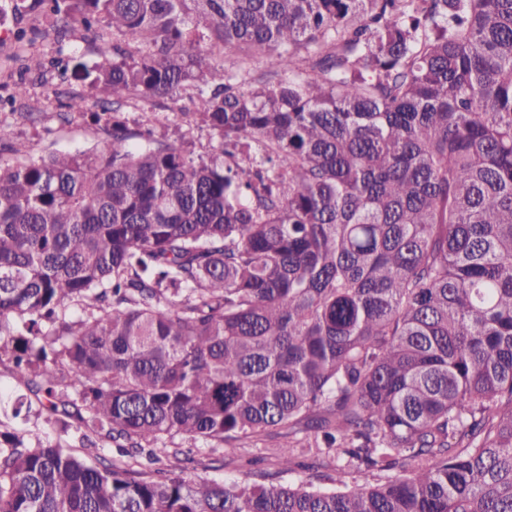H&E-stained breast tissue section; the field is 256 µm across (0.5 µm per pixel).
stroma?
Segmentation results:
<instances>
[{
	"mask_svg": "<svg viewBox=\"0 0 512 512\" xmlns=\"http://www.w3.org/2000/svg\"><path fill=\"white\" fill-rule=\"evenodd\" d=\"M30 0H0V96H8L13 84L19 78L17 58L39 56L51 60L57 53L64 52L85 56L87 61H94L92 47L81 40L73 38L65 46L49 38H42L41 30L47 29L48 21L40 15L29 12ZM38 30L39 35L33 41H16V29ZM61 82L56 70H48L44 78L29 74L27 87L29 100L35 103L34 113L25 119L15 118L8 108L0 109V120L11 123L13 138L11 140V157L18 159L37 158L53 152H92L105 143V134L96 132L88 115H82L65 121L60 117L61 108L52 94ZM128 121L148 123L156 133L167 135L175 141H185L194 157L210 159L215 156L218 146L217 138L209 130L187 126L179 118L163 109L152 112L142 111L140 107L127 105L121 109ZM5 424L15 429L26 444H35L37 439H47L71 446L75 451H82L80 435L75 429L62 428L47 423L46 416L39 411H31L28 417L15 419L5 417ZM281 442L278 433L262 434L249 447L237 449L235 454L224 457V466L220 469L209 468L208 462L215 453L205 443H198L194 456L198 462L196 473L199 476L217 481H232L243 476L242 466L246 460H254L257 467L273 472L278 468L277 449Z\"/></svg>",
	"mask_w": 512,
	"mask_h": 512,
	"instance_id": "obj_1",
	"label": "stroma"
}]
</instances>
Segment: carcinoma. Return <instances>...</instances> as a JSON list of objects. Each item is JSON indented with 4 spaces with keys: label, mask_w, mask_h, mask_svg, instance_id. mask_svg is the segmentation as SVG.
I'll return each instance as SVG.
<instances>
[{
    "label": "carcinoma",
    "mask_w": 512,
    "mask_h": 512,
    "mask_svg": "<svg viewBox=\"0 0 512 512\" xmlns=\"http://www.w3.org/2000/svg\"><path fill=\"white\" fill-rule=\"evenodd\" d=\"M31 7L116 108L98 153L0 157V357L120 458L0 423V512H512V0ZM273 428L246 481L130 464ZM122 117L132 121L148 123L154 129L157 135L165 133L170 140L185 141L189 149L193 152L195 158L209 160L217 154V138L213 137L206 128L187 126L172 112L163 109H157L154 112H143L140 105H126L121 108Z\"/></svg>",
    "instance_id": "cac0c4a2"
}]
</instances>
